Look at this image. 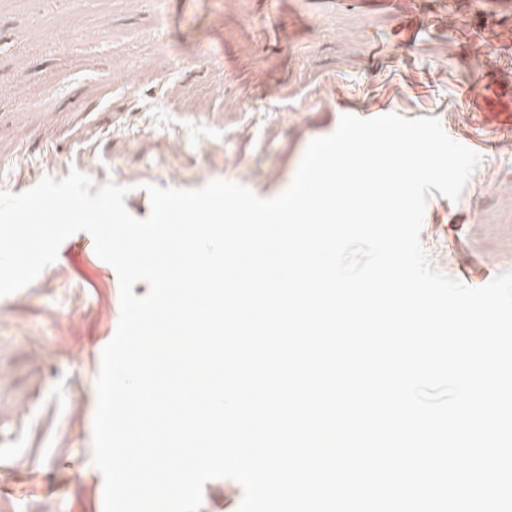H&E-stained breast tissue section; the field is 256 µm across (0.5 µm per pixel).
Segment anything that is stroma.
Returning <instances> with one entry per match:
<instances>
[{
    "instance_id": "1",
    "label": "stroma",
    "mask_w": 512,
    "mask_h": 512,
    "mask_svg": "<svg viewBox=\"0 0 512 512\" xmlns=\"http://www.w3.org/2000/svg\"><path fill=\"white\" fill-rule=\"evenodd\" d=\"M511 108L512 0H0V190L14 193L75 168L128 186L138 218L146 183L272 198L342 114L434 117L465 146L492 140L420 235L437 271L479 287L512 270ZM119 315L117 274L91 247L61 244L0 296V448L36 475L0 512H103L96 379Z\"/></svg>"
}]
</instances>
